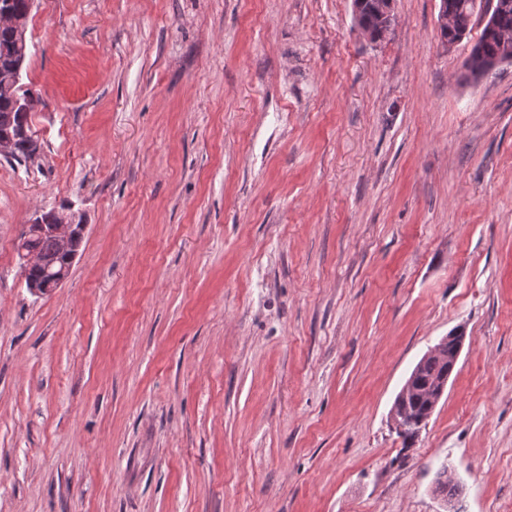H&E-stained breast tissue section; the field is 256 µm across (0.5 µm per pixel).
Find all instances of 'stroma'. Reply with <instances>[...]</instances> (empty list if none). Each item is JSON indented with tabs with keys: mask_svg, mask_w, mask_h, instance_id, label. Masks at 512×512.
I'll return each instance as SVG.
<instances>
[{
	"mask_svg": "<svg viewBox=\"0 0 512 512\" xmlns=\"http://www.w3.org/2000/svg\"><path fill=\"white\" fill-rule=\"evenodd\" d=\"M439 0H36L0 158V512H512V63ZM86 229L35 296L37 215ZM467 339L426 427L391 422ZM75 215L72 213L61 212L52 224H45L42 217L35 218L31 224L26 225V229L21 237L18 246V252L22 259V269L26 275L25 285L34 295H43L59 288L66 280L69 271L78 255L80 244H78V235L74 232ZM41 235L56 237L63 246V251L68 256L69 265L65 270L52 278L48 284L29 282L37 281L43 277V266L36 265L38 262L37 249L34 248L36 238ZM43 237L39 240V256L42 262L50 265L54 270H62L66 266L64 253H62L54 238ZM34 266V267H33ZM32 267V268H31ZM31 270L28 272V270ZM28 272V273H27ZM68 272V273H67ZM446 355L448 358V336L441 338L437 343L431 346L428 351L423 355V358L426 359L422 361L420 364V360L415 365L416 370H411L407 383L404 386L400 400L406 401L408 392L414 391V382L416 379L420 381L421 389H419L416 393L409 397L408 408L411 415H418L423 410H425L428 399H427V391L423 390L424 387H431L434 383L441 379L448 372V362L439 361L435 358H429L432 356H444ZM429 358V359H427Z\"/></svg>",
	"mask_w": 512,
	"mask_h": 512,
	"instance_id": "obj_1",
	"label": "stroma"
}]
</instances>
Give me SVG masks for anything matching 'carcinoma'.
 Masks as SVG:
<instances>
[{
    "instance_id": "obj_1",
    "label": "carcinoma",
    "mask_w": 512,
    "mask_h": 512,
    "mask_svg": "<svg viewBox=\"0 0 512 512\" xmlns=\"http://www.w3.org/2000/svg\"><path fill=\"white\" fill-rule=\"evenodd\" d=\"M476 0H448V13L456 18L454 29L443 34L445 38H454L469 30V18L476 12ZM376 0H367L365 10L359 19L360 28L372 34L377 27L375 11ZM28 43L17 33V29L0 30V131H14L21 124L19 110L15 107V99L31 97V104H36L31 90L24 88L21 81L15 79L10 71L13 62L20 57H27ZM512 56V7L497 12L493 25H484L477 43L474 45L467 63L469 76L476 81L484 75V67L490 63ZM36 153L34 135L17 136L12 146V160L17 162L32 159ZM41 264L31 268L26 280L37 281L43 277V265L47 264L55 270L66 266L62 253L55 239L43 237L39 240L38 250ZM417 379L421 389L409 397L410 414L418 415L425 410L428 399L426 386H432L448 372V363L429 358L416 364ZM437 489L447 502L452 503L460 493L459 483L448 477V468H442L436 475Z\"/></svg>"
}]
</instances>
